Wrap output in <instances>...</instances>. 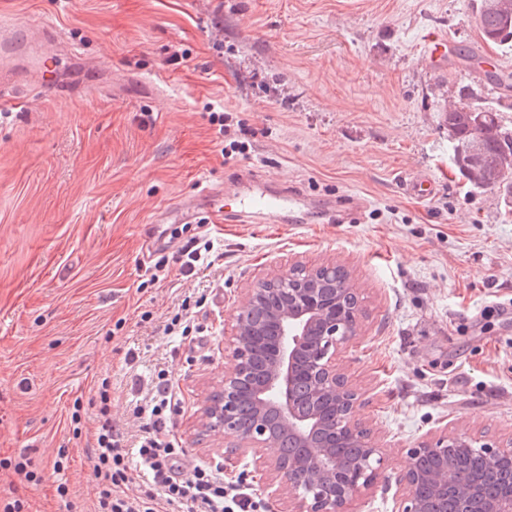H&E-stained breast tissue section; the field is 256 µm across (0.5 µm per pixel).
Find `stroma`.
Returning a JSON list of instances; mask_svg holds the SVG:
<instances>
[{
  "label": "stroma",
  "mask_w": 512,
  "mask_h": 512,
  "mask_svg": "<svg viewBox=\"0 0 512 512\" xmlns=\"http://www.w3.org/2000/svg\"><path fill=\"white\" fill-rule=\"evenodd\" d=\"M478 7L0 0V23L54 27L62 51L56 92H35L30 62L0 61L14 79L0 97V497L18 494L28 512H92L96 385L111 379L112 418L135 434L133 380L161 367L180 393L171 430L184 467L220 463L269 512H288L268 474L213 450L194 416L232 366L225 346L246 288L295 263L340 262L361 289L359 332L336 361L385 463L354 512H392L408 449L437 431L512 440V207L454 174L438 114L458 82L492 98L496 72L512 74V50L482 41ZM431 30L451 39L446 63L426 55ZM220 112L244 154L222 157ZM418 173L436 182L431 200L400 187ZM256 174L305 199L301 223H225L221 194L247 191ZM201 235L224 259L183 276L176 256ZM161 258L170 273L149 284ZM202 295L196 338L165 334ZM23 458L40 484L14 475Z\"/></svg>",
  "instance_id": "1"
}]
</instances>
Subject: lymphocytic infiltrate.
<instances>
[{
    "label": "lymphocytic infiltrate",
    "mask_w": 512,
    "mask_h": 512,
    "mask_svg": "<svg viewBox=\"0 0 512 512\" xmlns=\"http://www.w3.org/2000/svg\"><path fill=\"white\" fill-rule=\"evenodd\" d=\"M180 397L168 369L156 372L140 388L133 414L141 419L140 434H128L113 424L109 380H102L91 406L97 427L90 451L95 478L94 512H170L181 505L188 512H266L262 501L236 483L226 481L219 466L184 469L183 448L169 429ZM139 469L144 486L131 491L132 469Z\"/></svg>",
    "instance_id": "lymphocytic-infiltrate-1"
}]
</instances>
